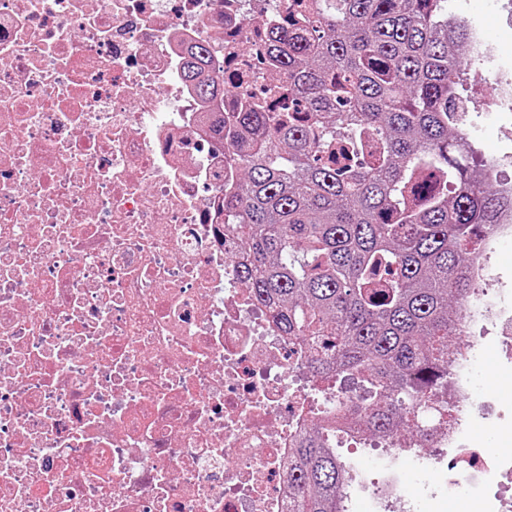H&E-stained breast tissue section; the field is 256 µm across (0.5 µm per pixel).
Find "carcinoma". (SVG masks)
Returning <instances> with one entry per match:
<instances>
[{
	"mask_svg": "<svg viewBox=\"0 0 512 512\" xmlns=\"http://www.w3.org/2000/svg\"><path fill=\"white\" fill-rule=\"evenodd\" d=\"M452 0H314L288 7L270 52L288 98L234 112L242 183L224 196L241 278L282 332L312 340L311 376L356 382L347 418L386 434L415 429L448 387L450 338L477 283L467 250L504 202L478 157L455 156L448 89L478 61ZM205 48L186 76L199 79ZM347 472L323 435L288 458V512H343Z\"/></svg>",
	"mask_w": 512,
	"mask_h": 512,
	"instance_id": "carcinoma-1",
	"label": "carcinoma"
}]
</instances>
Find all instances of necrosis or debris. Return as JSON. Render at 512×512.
<instances>
[{"instance_id": "obj_1", "label": "necrosis or debris", "mask_w": 512, "mask_h": 512, "mask_svg": "<svg viewBox=\"0 0 512 512\" xmlns=\"http://www.w3.org/2000/svg\"><path fill=\"white\" fill-rule=\"evenodd\" d=\"M287 0H0V512H288V456L322 427L354 448L372 436L315 384L308 344L288 339L239 276L224 229L236 183L232 129L211 127L283 85L264 36ZM480 153L504 198L486 245L469 254L477 286L449 355L442 400L455 423H421L360 458L372 512L404 503L406 475L512 512L499 487L512 453L469 447L466 431L500 413L483 361L512 364V303L483 288L491 251L512 244V175ZM484 339H473L475 328ZM453 454L432 471L433 449ZM208 54V50L206 48L200 47V51L197 53H191L190 59L186 62V76L191 81L196 83V90L198 94L203 98H217L214 88L210 85V82L205 80H198L200 74L202 73V61L204 59V55Z\"/></svg>"}]
</instances>
